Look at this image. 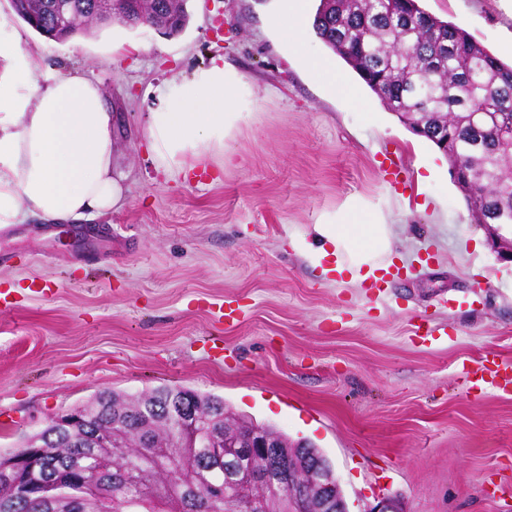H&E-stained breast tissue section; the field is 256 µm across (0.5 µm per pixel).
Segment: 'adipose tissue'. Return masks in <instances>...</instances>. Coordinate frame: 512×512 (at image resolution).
Here are the masks:
<instances>
[{"instance_id":"obj_1","label":"adipose tissue","mask_w":512,"mask_h":512,"mask_svg":"<svg viewBox=\"0 0 512 512\" xmlns=\"http://www.w3.org/2000/svg\"><path fill=\"white\" fill-rule=\"evenodd\" d=\"M236 106L223 63L175 83L146 127L157 162L183 172L223 154ZM122 201L112 118L99 82L77 74L38 80L27 53L0 48V227L29 212L51 221L101 215ZM315 231L316 258L335 257L333 271L347 283L377 278L392 252L389 225L366 223L355 209Z\"/></svg>"}]
</instances>
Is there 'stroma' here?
<instances>
[{"instance_id":"35a3bbf8","label":"stroma","mask_w":512,"mask_h":512,"mask_svg":"<svg viewBox=\"0 0 512 512\" xmlns=\"http://www.w3.org/2000/svg\"><path fill=\"white\" fill-rule=\"evenodd\" d=\"M502 62L500 0H419ZM277 0H187L174 35L120 22L59 43L0 0V44L36 76L97 79L126 203L0 233V451L101 391L180 386L309 442L348 512H512V394L466 392L462 365L512 363V259L472 223L448 160L343 60L331 90L271 26ZM237 79L224 154L160 168L144 124L212 59ZM398 163L399 177L386 175ZM390 225L386 288L340 283L308 253L348 208ZM445 336L424 341L426 326Z\"/></svg>"}]
</instances>
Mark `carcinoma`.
<instances>
[{
  "label": "carcinoma",
  "mask_w": 512,
  "mask_h": 512,
  "mask_svg": "<svg viewBox=\"0 0 512 512\" xmlns=\"http://www.w3.org/2000/svg\"><path fill=\"white\" fill-rule=\"evenodd\" d=\"M15 15L50 40L70 32L55 28L52 0H13ZM131 25H149L173 35L186 25L185 0H145L131 7ZM316 33L377 95L384 109L448 154L460 179L472 184V220L512 224V142L500 136L512 124V67L494 57L464 29L424 10L418 0H320ZM476 112H491L471 122ZM190 402L203 425H230L224 400L183 387H160L131 403L102 395L81 407L83 423L64 431L48 425L23 446L2 454L40 486L44 499L24 498L18 474L0 468V512H211L207 483L224 475V460L208 448H178L171 413ZM292 475L308 481L323 458L315 448H294L278 437ZM270 491L259 481L224 491V512L239 499Z\"/></svg>",
  "instance_id": "obj_1"
}]
</instances>
